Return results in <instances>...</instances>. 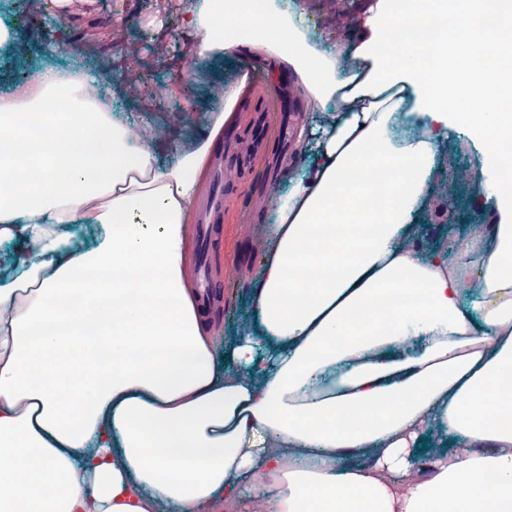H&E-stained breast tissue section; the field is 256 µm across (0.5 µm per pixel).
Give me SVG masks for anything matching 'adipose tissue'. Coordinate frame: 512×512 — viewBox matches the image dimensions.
Returning a JSON list of instances; mask_svg holds the SVG:
<instances>
[{"mask_svg": "<svg viewBox=\"0 0 512 512\" xmlns=\"http://www.w3.org/2000/svg\"><path fill=\"white\" fill-rule=\"evenodd\" d=\"M251 9L243 23L201 0L198 55L273 59L318 114L298 131L314 166L270 197L259 230L254 334L217 343L186 262L232 101L162 172L161 131L114 123L86 79L39 72L0 100L4 116L62 100L91 145L83 163L35 168V190L0 184V248L21 253L0 278V512H249L239 487L260 477L266 512H299L310 488L311 512H486L489 479L512 503V414L489 416L481 397L512 373V194L481 165L489 221L466 257L424 261L413 245L440 144L478 119L448 105L471 80L391 59L389 0L357 50L341 39L331 55L278 0ZM79 228L96 234L83 250ZM134 266L146 282L108 287ZM77 292L100 300L90 333L112 335L109 354L84 347V394L49 383L79 333L62 310ZM431 421L450 439L419 477Z\"/></svg>", "mask_w": 512, "mask_h": 512, "instance_id": "ef3b65f1", "label": "adipose tissue"}]
</instances>
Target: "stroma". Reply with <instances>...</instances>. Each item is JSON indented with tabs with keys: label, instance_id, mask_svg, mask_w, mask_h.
<instances>
[{
	"label": "stroma",
	"instance_id": "obj_1",
	"mask_svg": "<svg viewBox=\"0 0 512 512\" xmlns=\"http://www.w3.org/2000/svg\"><path fill=\"white\" fill-rule=\"evenodd\" d=\"M199 0H0V98L11 96L39 70H72L90 81L112 74L111 87L99 95L115 120L141 127L164 126L171 145L159 157L160 168L175 163L179 151L192 148L204 135L206 115L230 92L238 98L234 116L215 139L202 191L193 205L195 223H202L216 181L228 197L220 227L221 249L210 256L213 275L229 282L226 298L212 307L220 326L242 329L253 322L248 293L260 273L263 245L254 233L270 224L267 204L272 192L288 190L309 156L302 152L297 131L308 117V104L287 73L266 69L264 79L244 80L248 67L230 56L195 55L196 33L190 26ZM301 22L309 42L319 50L335 49L342 32L336 24V0H306ZM95 40L94 49L78 55L60 52L65 43ZM135 73L142 92L153 101L143 111L127 94L123 76ZM482 144L471 136L444 145L436 174V196L416 246L422 254L453 247L470 239L481 218L471 203L481 192L476 181L464 189L448 183V170L479 168ZM461 193L465 207L455 231L444 227L449 195Z\"/></svg>",
	"mask_w": 512,
	"mask_h": 512
}]
</instances>
